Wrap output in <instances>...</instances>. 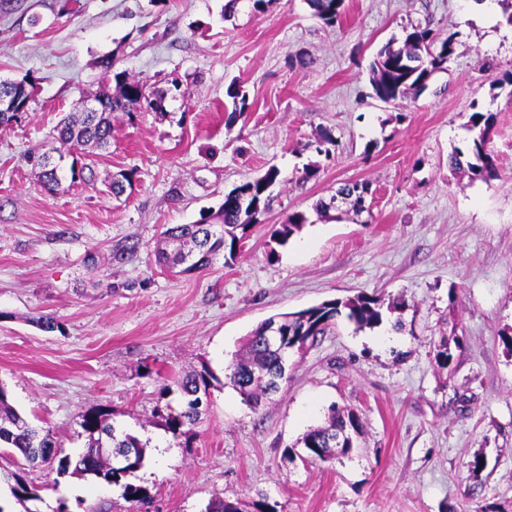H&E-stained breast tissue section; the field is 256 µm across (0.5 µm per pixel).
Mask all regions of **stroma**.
Instances as JSON below:
<instances>
[{"mask_svg":"<svg viewBox=\"0 0 512 512\" xmlns=\"http://www.w3.org/2000/svg\"><path fill=\"white\" fill-rule=\"evenodd\" d=\"M0 0V79H34L27 115L0 128V386L59 456L88 443L79 414L104 409L137 436L131 478L147 512H204L220 496L272 512H512V26L474 0H345L341 21L305 0ZM451 39L447 69L425 90L385 103L369 80L376 52L406 31ZM168 96L162 112L117 119L109 149L87 157L92 181L48 191L26 161L54 152L59 120L106 80L100 65ZM180 81L181 91L171 89ZM236 86L243 112L226 95ZM494 115L492 183L448 166L472 111ZM334 140L316 151L322 134ZM315 178L305 179L308 165ZM279 172L234 261L174 274L155 250L225 193ZM134 175L121 197L106 182ZM370 187L364 212L318 218L345 183ZM308 224L286 245L289 214ZM95 263H88V255ZM366 294L407 300L404 326L337 319L288 359V380L259 408L228 367L261 322ZM53 316L60 328L40 330ZM397 340L384 342L389 332ZM448 337L452 371L434 345ZM209 370L198 423L173 437L157 416L179 408L163 388ZM361 417L359 446L307 460L298 439L330 405ZM482 458L472 476L469 464ZM29 469L46 505L136 512L120 486Z\"/></svg>","mask_w":512,"mask_h":512,"instance_id":"1","label":"stroma"}]
</instances>
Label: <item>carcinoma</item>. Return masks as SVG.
<instances>
[{"mask_svg": "<svg viewBox=\"0 0 512 512\" xmlns=\"http://www.w3.org/2000/svg\"><path fill=\"white\" fill-rule=\"evenodd\" d=\"M344 0H306L312 15L325 24L333 25L343 14ZM452 55L451 39L440 41L428 29H415L405 35L400 45L393 42L383 46L370 66V83L376 97L384 102L404 98L411 91L426 87L433 73L444 69ZM116 87L103 84L96 97L103 100L100 112H75L63 119L58 130V141L67 152L83 147L105 150L111 146L114 122L119 116L133 117L141 110L162 109L164 98L142 97L144 83L130 78L125 73L114 74ZM15 105L9 119L16 122L27 114L34 86L26 80L13 82ZM493 114L475 111L470 114L466 128L471 133L467 149L454 148L449 156V165L467 173L471 180L489 183L498 178L491 154L487 150L489 135L493 127ZM279 172L271 168L263 176L243 183L224 194V202L214 213H200L192 224H177L164 231L166 245L173 249L160 251V258L170 268L181 267V272H190L209 266L223 253L235 258L239 233L257 222V215L265 207L267 192L273 186ZM44 187L54 191L62 185V169L56 165L41 169L39 175ZM368 186L363 183H348L336 191L343 202L363 209L362 200ZM307 222L301 212L288 215L286 223L275 230L276 241L285 245ZM301 317L285 324L288 340L297 343H314L318 337L336 323L342 315L360 328H375L384 321L383 305L373 296L361 295L346 301L323 303L299 311ZM454 355L443 337L436 345L434 360L441 369L453 363ZM288 359L283 352L266 341L264 326H258L247 337L245 353L231 365L229 379L244 402L259 406L262 399L280 389L287 378L285 367ZM212 376L208 371L188 374L174 381V386L184 398L181 411L164 418L165 431L178 438L185 434L184 427L194 424L199 417L198 401L208 393ZM80 427L88 434L86 451L72 460L60 461V471L73 475H94L121 486L123 496L132 503L146 498L143 487L127 481V478L143 467L144 444L129 434L119 433L109 422L108 413L98 410L80 415ZM362 434L359 414L349 409L329 408L324 424L309 429L299 443L312 461L326 462L337 456H347L356 447ZM15 449L30 465L35 466L52 458L56 442L50 431L33 427L28 420L9 403L7 391L0 387V445ZM136 448L137 455L124 465L111 468L107 462L109 450ZM10 493L24 508V512H38L28 503L39 502L37 488L19 474H11ZM205 512H243L239 503L221 497L212 499Z\"/></svg>", "mask_w": 512, "mask_h": 512, "instance_id": "1", "label": "carcinoma"}]
</instances>
